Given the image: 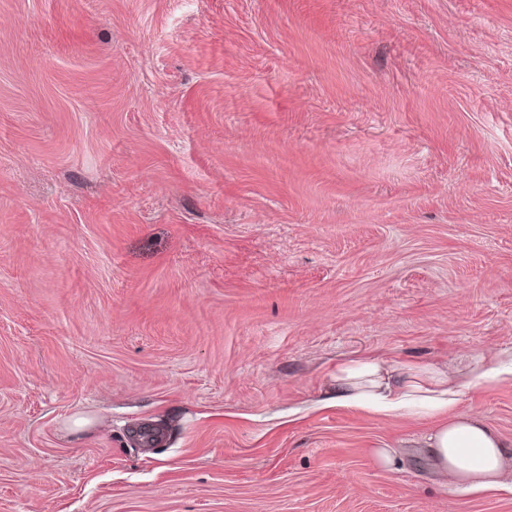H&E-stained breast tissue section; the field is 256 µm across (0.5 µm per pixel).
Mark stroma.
Masks as SVG:
<instances>
[{
	"label": "stroma",
	"instance_id": "1",
	"mask_svg": "<svg viewBox=\"0 0 512 512\" xmlns=\"http://www.w3.org/2000/svg\"><path fill=\"white\" fill-rule=\"evenodd\" d=\"M478 354L512 0H0V512H512L430 420L324 402ZM456 411L512 446V383Z\"/></svg>",
	"mask_w": 512,
	"mask_h": 512
}]
</instances>
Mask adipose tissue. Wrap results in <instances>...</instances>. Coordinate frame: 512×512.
<instances>
[{"label":"adipose tissue","instance_id":"obj_1","mask_svg":"<svg viewBox=\"0 0 512 512\" xmlns=\"http://www.w3.org/2000/svg\"><path fill=\"white\" fill-rule=\"evenodd\" d=\"M486 362L485 356H472L461 372L445 363L392 365L374 357L349 360L337 365L327 401L342 407L369 404L387 415L427 412L436 422L424 442L451 490L498 489L512 470V449L482 415L455 412L467 390L512 382V362L493 369Z\"/></svg>","mask_w":512,"mask_h":512}]
</instances>
